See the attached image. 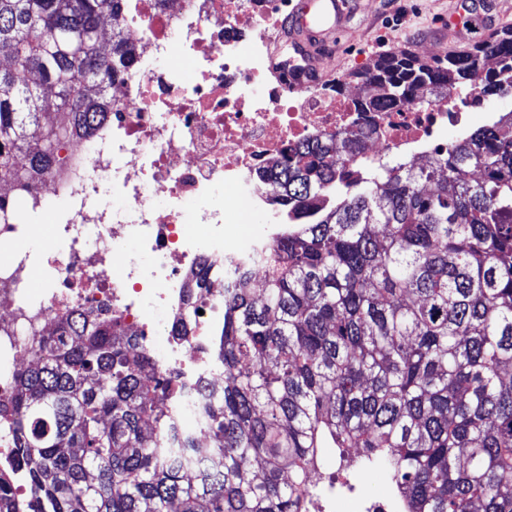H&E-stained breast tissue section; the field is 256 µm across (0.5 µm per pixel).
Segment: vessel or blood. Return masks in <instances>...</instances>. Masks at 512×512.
Masks as SVG:
<instances>
[{"instance_id":"b4317fda","label":"vessel or blood","mask_w":512,"mask_h":512,"mask_svg":"<svg viewBox=\"0 0 512 512\" xmlns=\"http://www.w3.org/2000/svg\"><path fill=\"white\" fill-rule=\"evenodd\" d=\"M348 0H298L288 22L286 43L300 55L305 70L316 78L330 70L328 61L335 49L337 33L346 17Z\"/></svg>"}]
</instances>
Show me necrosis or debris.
Listing matches in <instances>:
<instances>
[{
	"instance_id": "4bbe7bcc",
	"label": "necrosis or debris",
	"mask_w": 512,
	"mask_h": 512,
	"mask_svg": "<svg viewBox=\"0 0 512 512\" xmlns=\"http://www.w3.org/2000/svg\"><path fill=\"white\" fill-rule=\"evenodd\" d=\"M285 6L126 0L134 63L112 89L111 111L90 135L64 138L29 203L0 216V240L14 246L0 262L1 382L64 308L109 309L140 336L158 335L163 313L187 318L188 333L154 365L184 385L180 405L191 414L197 380L215 376L203 350L224 322L225 288L242 268L262 277L255 253L297 221L293 208L272 206V185L256 171L315 138L357 135L377 164L446 148L445 132L464 128L479 102L472 93L377 112L369 126L337 95L334 75L289 82L296 60L272 51ZM107 190L116 203L103 202ZM250 223L240 242L235 225ZM202 276L208 287L191 288ZM190 296L200 308L192 316Z\"/></svg>"
}]
</instances>
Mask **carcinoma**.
<instances>
[{
	"mask_svg": "<svg viewBox=\"0 0 512 512\" xmlns=\"http://www.w3.org/2000/svg\"><path fill=\"white\" fill-rule=\"evenodd\" d=\"M125 0H0V182L27 198L68 127L89 129L133 61ZM497 61L488 70L483 62ZM352 112L512 82V30L448 61L400 51L357 75ZM488 123L419 167L319 140L258 172L319 213L264 251V287L224 289L208 358L224 388L177 426L179 387L105 308L57 318L0 391V512H309L324 449L389 473L398 512H512V135ZM346 189L336 200V188ZM25 468L32 500L13 477Z\"/></svg>",
	"mask_w": 512,
	"mask_h": 512,
	"instance_id": "cac0c4a2",
	"label": "carcinoma"
}]
</instances>
